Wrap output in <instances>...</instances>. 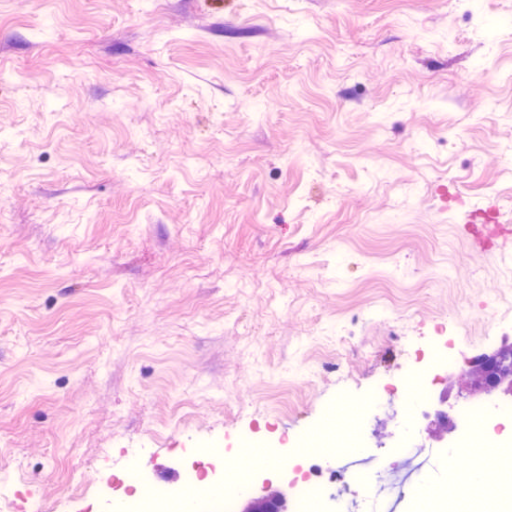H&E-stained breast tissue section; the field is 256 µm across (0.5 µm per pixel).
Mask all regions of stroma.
<instances>
[{"mask_svg": "<svg viewBox=\"0 0 512 512\" xmlns=\"http://www.w3.org/2000/svg\"><path fill=\"white\" fill-rule=\"evenodd\" d=\"M512 0H0V512L294 455L512 345Z\"/></svg>", "mask_w": 512, "mask_h": 512, "instance_id": "35a3bbf8", "label": "stroma"}]
</instances>
